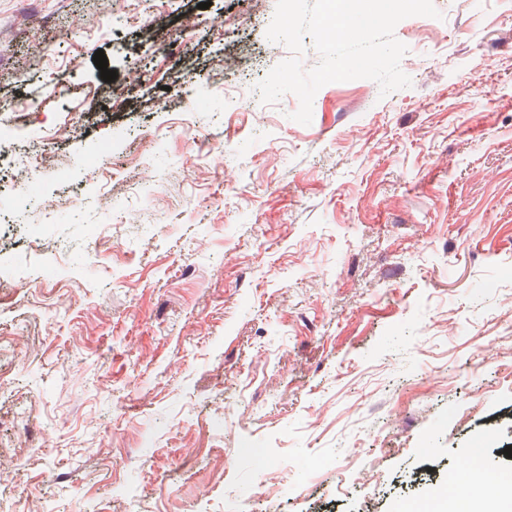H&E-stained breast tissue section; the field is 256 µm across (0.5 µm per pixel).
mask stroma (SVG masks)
I'll use <instances>...</instances> for the list:
<instances>
[{
	"label": "stroma",
	"mask_w": 512,
	"mask_h": 512,
	"mask_svg": "<svg viewBox=\"0 0 512 512\" xmlns=\"http://www.w3.org/2000/svg\"><path fill=\"white\" fill-rule=\"evenodd\" d=\"M199 2L0 0V512H400L473 492L475 446L512 472V0H433L411 87L326 84L308 125L255 89L276 0Z\"/></svg>",
	"instance_id": "obj_1"
}]
</instances>
